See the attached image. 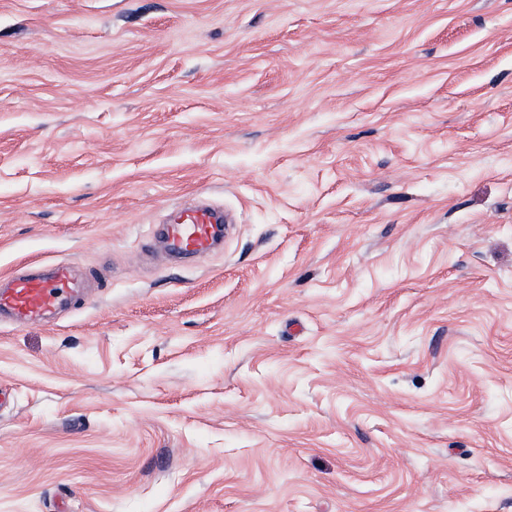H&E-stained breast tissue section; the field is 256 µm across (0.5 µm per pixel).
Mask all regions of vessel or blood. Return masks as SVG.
Listing matches in <instances>:
<instances>
[{
	"label": "vessel or blood",
	"instance_id": "obj_1",
	"mask_svg": "<svg viewBox=\"0 0 512 512\" xmlns=\"http://www.w3.org/2000/svg\"><path fill=\"white\" fill-rule=\"evenodd\" d=\"M224 237V211L208 203L180 209L178 220L165 226L163 242L175 257L203 255L213 251ZM76 288L70 266H57L52 278L13 276L8 290L0 291V312L19 323L44 322Z\"/></svg>",
	"mask_w": 512,
	"mask_h": 512
}]
</instances>
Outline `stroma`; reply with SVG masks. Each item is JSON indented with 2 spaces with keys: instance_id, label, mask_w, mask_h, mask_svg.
Segmentation results:
<instances>
[{
  "instance_id": "obj_1",
  "label": "stroma",
  "mask_w": 512,
  "mask_h": 512,
  "mask_svg": "<svg viewBox=\"0 0 512 512\" xmlns=\"http://www.w3.org/2000/svg\"><path fill=\"white\" fill-rule=\"evenodd\" d=\"M31 262L0 512H512V0H0ZM224 211L208 203L180 209L178 220L167 224L163 242L175 257H190L213 251L224 237ZM9 280L11 287L0 291V312L10 313L19 324L45 322L77 288L68 265H58L52 279L15 275Z\"/></svg>"
}]
</instances>
